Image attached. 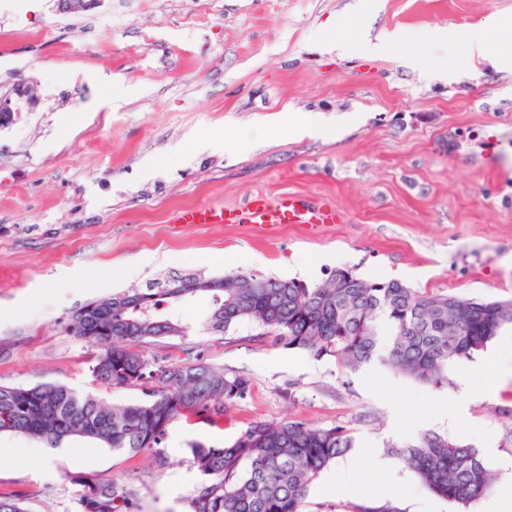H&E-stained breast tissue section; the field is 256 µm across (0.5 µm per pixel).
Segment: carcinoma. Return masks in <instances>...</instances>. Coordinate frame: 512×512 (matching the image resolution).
I'll return each mask as SVG.
<instances>
[{"mask_svg": "<svg viewBox=\"0 0 512 512\" xmlns=\"http://www.w3.org/2000/svg\"><path fill=\"white\" fill-rule=\"evenodd\" d=\"M167 281L87 302L70 322L75 336L98 348L92 382L139 387L145 400L110 407L61 383L0 385V432L52 448L82 437L136 454L160 447L180 416H223L250 393L249 377L204 363L150 362L135 350L146 339L186 335L191 326L173 307L198 294L210 299L204 326L216 335L252 322L290 349L334 356L351 370L376 356L389 336L387 362L435 386L448 383L449 363L484 350L512 326V302L424 295L397 280H366L345 269L313 286L250 273L188 274L182 288H169ZM353 447L348 429L303 421H256L228 446L194 443L190 464L202 481L190 512H303L312 482ZM390 450L430 492L453 504L474 505L492 487L479 450L444 434L427 431ZM129 499L130 492L116 485L90 483L79 512H129Z\"/></svg>", "mask_w": 512, "mask_h": 512, "instance_id": "obj_1", "label": "carcinoma"}]
</instances>
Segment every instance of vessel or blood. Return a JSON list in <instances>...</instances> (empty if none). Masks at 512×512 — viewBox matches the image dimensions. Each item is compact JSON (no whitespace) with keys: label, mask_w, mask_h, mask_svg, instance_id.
<instances>
[{"label":"vessel or blood","mask_w":512,"mask_h":512,"mask_svg":"<svg viewBox=\"0 0 512 512\" xmlns=\"http://www.w3.org/2000/svg\"><path fill=\"white\" fill-rule=\"evenodd\" d=\"M168 221L172 224H245L259 232L289 225L316 235L331 225L344 223L345 217L326 197L297 192L271 196L257 192L239 206L179 207L170 212Z\"/></svg>","instance_id":"obj_1"}]
</instances>
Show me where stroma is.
Wrapping results in <instances>:
<instances>
[{
    "label": "stroma",
    "instance_id": "1",
    "mask_svg": "<svg viewBox=\"0 0 512 512\" xmlns=\"http://www.w3.org/2000/svg\"><path fill=\"white\" fill-rule=\"evenodd\" d=\"M372 12L376 34L463 32L495 14L511 19L512 0H102L77 14L59 13L56 0L25 11L0 0V96L20 110L0 128V270L22 277L0 287L1 385L143 400L134 386L92 384L97 349L68 323L86 302L165 276L248 272L314 285L342 268L430 294L512 301V69L465 42L444 70L405 65L399 51L348 55L327 44L331 23L354 28ZM102 71L123 84L119 106L104 104ZM282 112L317 114L336 133L262 130ZM235 129L262 137L244 153L218 147ZM256 191L327 196L346 220L316 237L167 222L174 208L238 204ZM209 307L204 296L182 302L174 313L189 334L136 349L249 376L250 393L218 423L175 419L157 454L72 438L48 466L10 456L34 441L0 432V496L25 512H75L91 481L131 491L133 512H188L202 480L191 444L230 443L256 420L351 430L354 448L314 481L304 512H486L431 494L388 453L427 431L478 448L499 476L489 499L512 479V369L499 358L512 327L451 363L439 388L378 360L372 382L366 368L288 348L252 323L211 334ZM350 464L356 482L332 491Z\"/></svg>",
    "mask_w": 512,
    "mask_h": 512
}]
</instances>
